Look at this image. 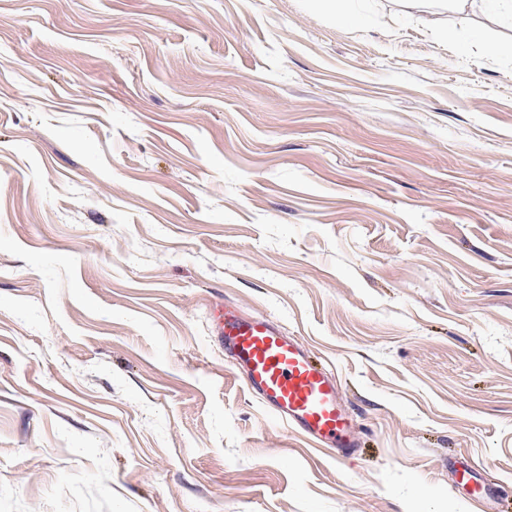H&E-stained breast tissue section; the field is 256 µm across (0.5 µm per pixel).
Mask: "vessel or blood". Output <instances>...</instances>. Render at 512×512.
<instances>
[{
    "instance_id": "obj_1",
    "label": "vessel or blood",
    "mask_w": 512,
    "mask_h": 512,
    "mask_svg": "<svg viewBox=\"0 0 512 512\" xmlns=\"http://www.w3.org/2000/svg\"><path fill=\"white\" fill-rule=\"evenodd\" d=\"M214 333L241 379L272 415L314 446L349 455L358 441L336 381L306 347L274 321L242 314L230 301L216 306Z\"/></svg>"
}]
</instances>
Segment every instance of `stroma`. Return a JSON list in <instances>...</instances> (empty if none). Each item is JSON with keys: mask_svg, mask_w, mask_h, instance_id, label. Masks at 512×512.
Listing matches in <instances>:
<instances>
[{"mask_svg": "<svg viewBox=\"0 0 512 512\" xmlns=\"http://www.w3.org/2000/svg\"><path fill=\"white\" fill-rule=\"evenodd\" d=\"M348 11L0 0V512H512V15ZM227 300L352 458L246 390ZM214 336L238 366L241 380L272 415L317 448L343 459L358 441L336 381L306 347L274 321L242 314L230 301L213 313Z\"/></svg>", "mask_w": 512, "mask_h": 512, "instance_id": "obj_1", "label": "stroma"}]
</instances>
